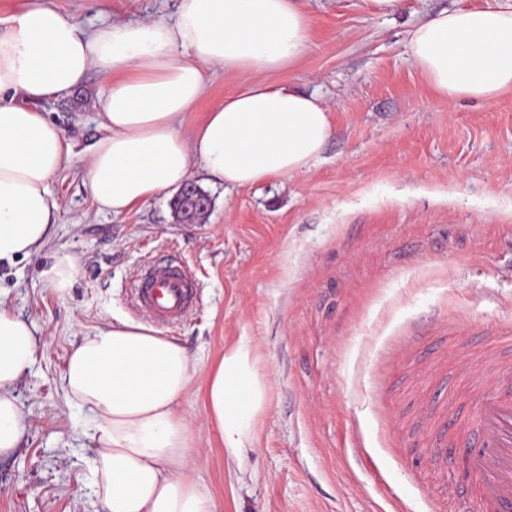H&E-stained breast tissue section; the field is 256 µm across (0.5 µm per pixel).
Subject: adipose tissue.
I'll list each match as a JSON object with an SVG mask.
<instances>
[{
    "label": "adipose tissue",
    "mask_w": 512,
    "mask_h": 512,
    "mask_svg": "<svg viewBox=\"0 0 512 512\" xmlns=\"http://www.w3.org/2000/svg\"><path fill=\"white\" fill-rule=\"evenodd\" d=\"M314 23L301 0H175L167 17L92 26L29 0L0 30V266L52 239L51 181L74 158L72 141L37 104L69 98L92 73L103 84L105 134L90 147L87 184L100 210L128 212L182 186L196 166L228 191L310 170L335 133L330 109L273 77L297 66ZM407 53L449 102L512 91V0L424 16L407 32ZM211 67L237 84L186 130ZM38 348L33 324L0 300V455L19 444L24 413L14 391ZM194 375L180 341L126 318L74 345L62 383L93 432L101 512H218L193 475L179 411ZM270 388L246 338L207 371L206 420L230 467L254 446Z\"/></svg>",
    "instance_id": "adipose-tissue-1"
}]
</instances>
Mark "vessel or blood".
<instances>
[{
  "label": "vessel or blood",
  "instance_id": "obj_1",
  "mask_svg": "<svg viewBox=\"0 0 512 512\" xmlns=\"http://www.w3.org/2000/svg\"><path fill=\"white\" fill-rule=\"evenodd\" d=\"M138 307L157 326L181 321L197 299L191 273L173 262L152 263L136 280ZM492 356V370L474 360L472 385L458 393L424 396L420 404V434L431 448L436 471L448 467V451L469 450L472 483L466 512H512V333L501 332L484 345ZM467 401L472 419L459 417L457 405Z\"/></svg>",
  "mask_w": 512,
  "mask_h": 512
}]
</instances>
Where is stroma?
I'll use <instances>...</instances> for the list:
<instances>
[{
	"label": "stroma",
	"instance_id": "obj_1",
	"mask_svg": "<svg viewBox=\"0 0 512 512\" xmlns=\"http://www.w3.org/2000/svg\"><path fill=\"white\" fill-rule=\"evenodd\" d=\"M83 24L168 15L173 0H46ZM503 0H404L394 15L364 0H306L315 18L298 66L282 84L317 92L336 126L310 171L225 190L191 177L213 202L202 223L179 222L168 190L112 215L98 209L84 150L103 136L101 81L89 74L43 110L76 156L52 182L53 238L36 256L0 268L9 306L39 329L41 350L15 394L25 428L0 458V512H96L93 441L72 423L60 377L85 334L120 315L143 321L131 299L147 264L171 259L199 288L195 308L164 334L196 366L179 410L193 427L195 477L219 512H458L463 449L427 472L413 447L419 399L440 386L418 372L413 330L440 337L461 366L485 336L512 331V92L448 103L406 54L421 16ZM77 257L65 298L43 270ZM256 344L271 380L270 407L243 469L230 471L204 420L208 367L241 338Z\"/></svg>",
	"mask_w": 512,
	"mask_h": 512
}]
</instances>
